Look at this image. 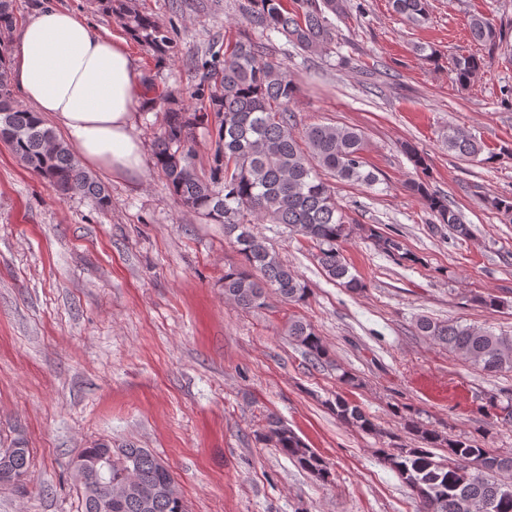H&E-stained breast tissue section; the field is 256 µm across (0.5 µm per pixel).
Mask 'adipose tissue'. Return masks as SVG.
Wrapping results in <instances>:
<instances>
[{"instance_id":"obj_1","label":"adipose tissue","mask_w":512,"mask_h":512,"mask_svg":"<svg viewBox=\"0 0 512 512\" xmlns=\"http://www.w3.org/2000/svg\"><path fill=\"white\" fill-rule=\"evenodd\" d=\"M11 80L56 122L84 162L107 173L141 169L132 114L142 86L128 53L73 13L46 7L21 29Z\"/></svg>"}]
</instances>
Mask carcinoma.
Here are the masks:
<instances>
[{
  "label": "carcinoma",
  "instance_id": "obj_1",
  "mask_svg": "<svg viewBox=\"0 0 512 512\" xmlns=\"http://www.w3.org/2000/svg\"><path fill=\"white\" fill-rule=\"evenodd\" d=\"M346 0H244L242 16L253 26L255 36L235 41L214 40L191 62L192 85L189 104L178 91L144 78V104L160 107L164 123L156 138L154 166L165 178L166 187L181 204L224 225V237L237 247L239 265L224 270V297L241 310L251 311L266 304L268 294L289 305L303 303L310 288L285 264L265 241L253 233L255 223L282 224L288 232L311 242L325 275L353 293L367 288L351 274L341 244L355 230L337 204L333 187L323 174L368 186L377 176L364 170V137L351 127L316 124L303 136L294 132L290 104L297 87L288 67L271 57L268 46L277 36L285 44L309 55H327L335 41L327 13L343 12ZM98 9L118 19L126 34L153 53L156 64L174 56L172 28L139 8L138 0H97ZM393 10L410 23L421 26L429 19L428 0H392ZM12 0H0V33L16 27ZM469 33L479 44L503 42L494 20L483 14L469 19ZM484 59L455 56L449 71L455 83L465 86L484 71ZM11 59L7 44L0 42V140L24 165L47 182L59 195L79 192L98 209L111 205L106 187L80 164L76 153L57 139L36 113L20 105L11 85ZM205 129L214 137L215 150L209 173L197 170L196 131ZM448 151L475 160L484 145L455 128L444 133ZM419 196L436 224L447 225L456 236L471 235L448 199L414 179L406 183ZM368 238L381 253L398 262L418 261L395 235L368 229ZM420 335L440 345L487 375L512 371V335L458 322L434 321L421 317L416 324ZM288 336L302 347L315 365L332 363L330 350L312 325L300 318L288 321ZM329 409L343 423L382 440L381 459L407 484L417 503V512H512V481H497L495 475H512V453L495 454L476 440L447 435L426 427L418 413L400 407L403 428L414 437L410 445L396 440L357 404L338 393L327 401ZM482 410L490 424H512V402L486 397ZM263 441L287 455L316 480L325 482V462L276 415H269ZM434 448L448 449L437 460ZM112 481L125 477L129 456L140 479L154 484L159 478L160 460L146 448L128 445L113 450ZM7 465L23 476L20 491L31 482L30 449L22 448ZM81 512H187V505L160 493L149 506L135 497L109 502L103 491L77 490Z\"/></svg>",
  "mask_w": 512,
  "mask_h": 512
}]
</instances>
